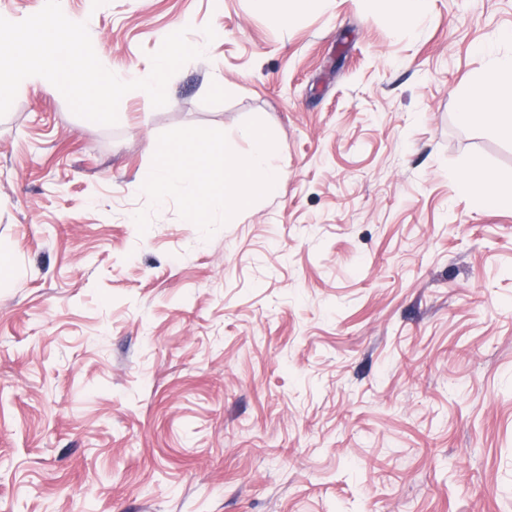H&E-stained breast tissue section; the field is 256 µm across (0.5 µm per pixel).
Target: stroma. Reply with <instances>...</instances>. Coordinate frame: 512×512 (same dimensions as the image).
<instances>
[{
	"label": "stroma",
	"mask_w": 512,
	"mask_h": 512,
	"mask_svg": "<svg viewBox=\"0 0 512 512\" xmlns=\"http://www.w3.org/2000/svg\"><path fill=\"white\" fill-rule=\"evenodd\" d=\"M105 68L201 57L104 126L0 118V512H512V137L460 106L512 0H65ZM261 119L279 191L211 237L151 206L168 130ZM273 2L278 4L275 5ZM289 2L288 0H251V5L255 11L265 14L274 25L285 26L290 16Z\"/></svg>",
	"instance_id": "35a3bbf8"
}]
</instances>
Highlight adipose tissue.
Returning a JSON list of instances; mask_svg holds the SVG:
<instances>
[{"label":"adipose tissue","instance_id":"1","mask_svg":"<svg viewBox=\"0 0 512 512\" xmlns=\"http://www.w3.org/2000/svg\"><path fill=\"white\" fill-rule=\"evenodd\" d=\"M512 55H492L485 71L461 104L463 120L492 124L503 134L512 135Z\"/></svg>","mask_w":512,"mask_h":512}]
</instances>
